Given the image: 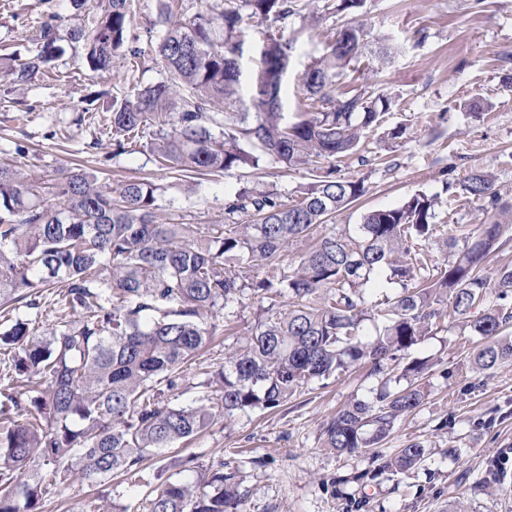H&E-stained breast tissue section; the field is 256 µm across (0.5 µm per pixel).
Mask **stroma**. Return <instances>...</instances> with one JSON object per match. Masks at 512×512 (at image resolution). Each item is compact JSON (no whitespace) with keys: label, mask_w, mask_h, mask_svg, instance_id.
Wrapping results in <instances>:
<instances>
[{"label":"stroma","mask_w":512,"mask_h":512,"mask_svg":"<svg viewBox=\"0 0 512 512\" xmlns=\"http://www.w3.org/2000/svg\"><path fill=\"white\" fill-rule=\"evenodd\" d=\"M158 8V0H132L131 36L145 65L96 77L68 52L24 89L0 82V156L25 146L27 173L46 185L72 167L104 171L115 182L150 181L161 220L172 224L223 223L225 195L243 187L296 197L310 175L280 164L264 162L251 173L234 170L199 183L191 176L169 177L146 148L114 157L110 145L92 147V132L106 124L112 96L162 77L152 61L162 34ZM51 12L69 15V0H0V54L23 56L34 49ZM350 18L323 11L322 0L289 18L293 49L285 113L309 111L300 76ZM355 18L369 40L388 37L398 53L376 74L371 58L352 62L336 88L392 96L397 104L387 122L409 124L410 133L394 142L372 133L371 163L354 160L344 167L346 176L363 180L366 193L337 213L336 228L356 227L366 211L399 206L417 193L451 200L447 183L475 169L492 173L502 197L512 200V164L504 161L512 153V89L503 85L504 76L512 75V0H366ZM261 45V27L242 37L237 92L226 100V111H252ZM93 92L98 100H90ZM472 102L482 103L480 116L470 113ZM480 342L449 318L443 330L411 349V356L431 363L426 399L397 420L379 452L423 442L427 455L413 473L386 471L363 480L359 474L370 467L369 456L323 448L324 424L351 400L370 395L374 381L360 367L300 387L280 409L216 419L182 452L151 455L147 482L176 473L175 460L183 454L239 467L244 512H512V362L473 368L469 356ZM224 344L220 332L201 351L173 405L187 406L204 395L205 381L224 364ZM147 482L133 488L116 475L92 483L73 472L44 487L38 512H78L82 503L101 497L135 508L149 492Z\"/></svg>","instance_id":"stroma-1"}]
</instances>
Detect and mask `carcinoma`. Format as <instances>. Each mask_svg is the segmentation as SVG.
<instances>
[{
	"mask_svg": "<svg viewBox=\"0 0 512 512\" xmlns=\"http://www.w3.org/2000/svg\"><path fill=\"white\" fill-rule=\"evenodd\" d=\"M162 5L163 34L155 53L164 77L114 99L100 135L115 153L134 143L174 175L216 176L259 168L262 158L308 169L312 182L291 201L270 190L244 188L224 199V223L160 221L157 188L148 181L117 187L77 170L53 180L50 197L25 171V152L0 161V304L42 308L47 299L60 321L36 335L30 320L0 323V355L11 383L0 409V512H37L44 484L77 470L95 481L114 473L136 484L146 457L185 443L215 417L283 406L313 379L353 366L377 378L367 400H353L326 424L323 446L367 453L396 420L422 406L426 393L412 382L392 385L388 362L453 318L484 338L471 361L480 370L512 361V267L487 271L512 224V204L500 202L494 178L471 171L454 196L483 202L486 222L464 237H448L438 221V196L415 194L399 206L365 213L361 224L331 235L323 225L365 193L364 181L342 174L352 157L366 163L364 139L383 126L391 102L367 92H332L336 78L367 50L363 25L350 21L327 53L301 75L315 106L288 120L282 109L291 44L285 28L264 33L255 81V112H226L224 100L239 82V39L247 26L284 23L299 0H212L205 10ZM365 0H323V9L355 14ZM56 12L41 23L40 49L20 60L0 58V79L14 86L46 73L64 48L61 30L81 49L86 70L112 73L135 62L130 0H98L88 27L66 28ZM314 247L297 265L281 260L306 238ZM432 245L455 248L450 262L429 254ZM389 270L399 292L385 299L381 324L366 290ZM498 289L500 303L478 316L473 308ZM292 304L279 310L281 298ZM267 303L254 330L224 358L213 390L197 403L173 406L168 393L214 334L204 314L229 311L246 299ZM26 384L16 386L15 377ZM426 448L410 441L378 469L405 472L424 461ZM182 468L193 480L167 479L145 501L147 512H241L239 470L213 468L189 456Z\"/></svg>",
	"mask_w": 512,
	"mask_h": 512,
	"instance_id": "carcinoma-1",
	"label": "carcinoma"
}]
</instances>
